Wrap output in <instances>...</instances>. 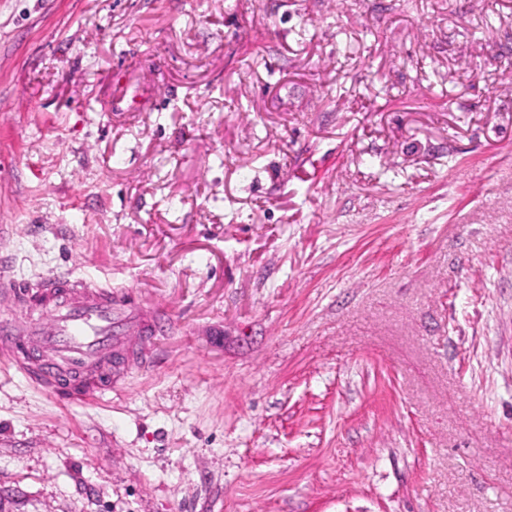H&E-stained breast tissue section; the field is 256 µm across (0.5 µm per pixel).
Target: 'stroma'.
Wrapping results in <instances>:
<instances>
[{
	"mask_svg": "<svg viewBox=\"0 0 512 512\" xmlns=\"http://www.w3.org/2000/svg\"><path fill=\"white\" fill-rule=\"evenodd\" d=\"M2 225L154 317L0 512H512V0H0Z\"/></svg>",
	"mask_w": 512,
	"mask_h": 512,
	"instance_id": "1",
	"label": "stroma"
}]
</instances>
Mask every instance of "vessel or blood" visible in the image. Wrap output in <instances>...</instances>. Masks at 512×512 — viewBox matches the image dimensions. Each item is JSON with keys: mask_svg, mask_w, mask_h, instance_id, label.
Here are the masks:
<instances>
[{"mask_svg": "<svg viewBox=\"0 0 512 512\" xmlns=\"http://www.w3.org/2000/svg\"><path fill=\"white\" fill-rule=\"evenodd\" d=\"M0 294L30 300L48 316L24 328L0 322L1 359L58 393L80 384L95 395L111 392L114 333L131 310L124 293L84 277L51 278L32 292L0 274ZM34 350L40 360L31 358Z\"/></svg>", "mask_w": 512, "mask_h": 512, "instance_id": "vessel-or-blood-1", "label": "vessel or blood"}]
</instances>
